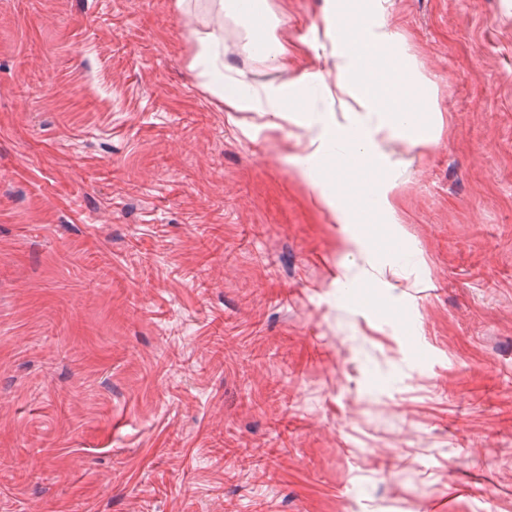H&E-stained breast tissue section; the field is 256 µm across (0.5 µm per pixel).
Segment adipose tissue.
Listing matches in <instances>:
<instances>
[{
	"label": "adipose tissue",
	"mask_w": 512,
	"mask_h": 512,
	"mask_svg": "<svg viewBox=\"0 0 512 512\" xmlns=\"http://www.w3.org/2000/svg\"><path fill=\"white\" fill-rule=\"evenodd\" d=\"M329 12L346 26L347 43L336 52L337 87L343 98L337 106L327 107L319 119H311V99L306 95L316 76H304L293 87L284 81L251 89L243 75L221 73L209 49L198 52L192 64L207 75L205 87L223 102L225 111L263 113L269 131L278 129L280 120L290 113L298 126L308 129L305 153L293 160L295 173L310 181L320 202L335 213L343 232L344 264L354 263L359 256L372 261V281L382 286L390 264L383 258L382 247L358 226L366 209L376 212L382 223L396 221L394 172L405 162L387 154L383 144L389 138L412 148L435 143L441 126L436 106L415 91L417 76L397 75L387 68L385 55L395 36L370 0H330ZM348 169L358 170L372 186L370 196L357 206L346 200L342 182L335 177L336 171Z\"/></svg>",
	"instance_id": "1"
}]
</instances>
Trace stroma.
<instances>
[{"mask_svg":"<svg viewBox=\"0 0 512 512\" xmlns=\"http://www.w3.org/2000/svg\"><path fill=\"white\" fill-rule=\"evenodd\" d=\"M267 2L284 73L219 0H0V512H512V0H381L443 121L386 144L382 288L338 266L303 129L191 66L215 33L335 92L325 0ZM225 452L231 453L243 464L248 465H265L269 469L274 463V459L278 453L275 448H225Z\"/></svg>","mask_w":512,"mask_h":512,"instance_id":"stroma-1","label":"stroma"}]
</instances>
